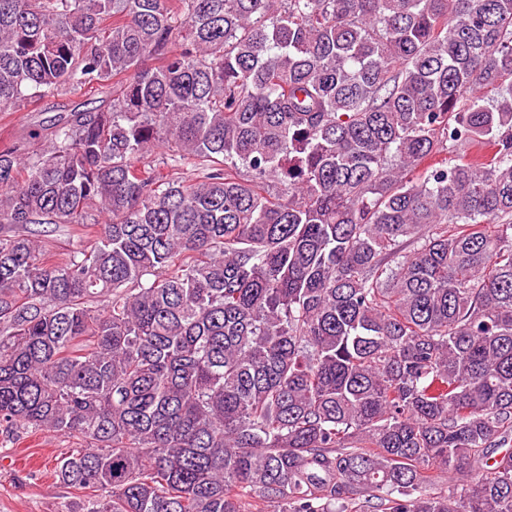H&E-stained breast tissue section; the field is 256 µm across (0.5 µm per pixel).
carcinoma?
Segmentation results:
<instances>
[{
  "label": "carcinoma",
  "mask_w": 512,
  "mask_h": 512,
  "mask_svg": "<svg viewBox=\"0 0 512 512\" xmlns=\"http://www.w3.org/2000/svg\"><path fill=\"white\" fill-rule=\"evenodd\" d=\"M82 90L0 145L1 457L84 444L69 512H512V0H0V112Z\"/></svg>",
  "instance_id": "obj_1"
}]
</instances>
